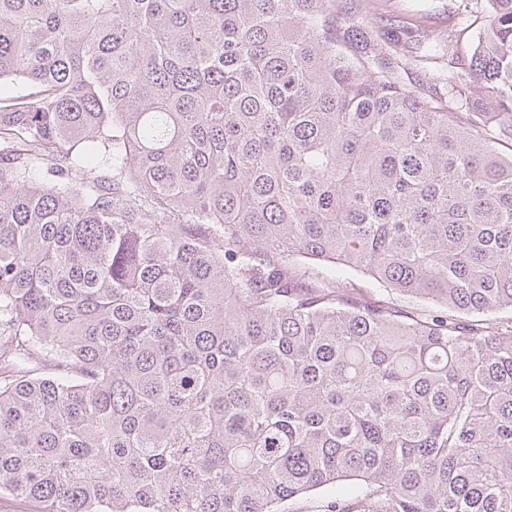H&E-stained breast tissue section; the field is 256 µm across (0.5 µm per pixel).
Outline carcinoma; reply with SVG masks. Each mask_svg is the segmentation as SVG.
<instances>
[{"mask_svg": "<svg viewBox=\"0 0 512 512\" xmlns=\"http://www.w3.org/2000/svg\"><path fill=\"white\" fill-rule=\"evenodd\" d=\"M0 0V497L512 512V0ZM358 14L390 34L371 42ZM465 100L467 112L451 107ZM363 274L427 310L373 301ZM462 0H386L384 3L385 11L397 15L399 19L409 23L417 21L422 26L430 29L445 30L448 25L454 26L457 34L456 42L450 50V54L454 53V61L460 64H451L450 67L446 60L443 67L444 78H448V82H459L458 76L465 78L466 68L470 62L473 44L477 39L479 32V20L475 21L476 13L463 12L462 7L458 6ZM465 63V65H463ZM458 75V76H457ZM353 489L351 484H343L340 489L321 488L290 500L282 507L284 512H325L327 503L336 500L337 494L348 493Z\"/></svg>", "mask_w": 512, "mask_h": 512, "instance_id": "obj_1", "label": "carcinoma"}]
</instances>
